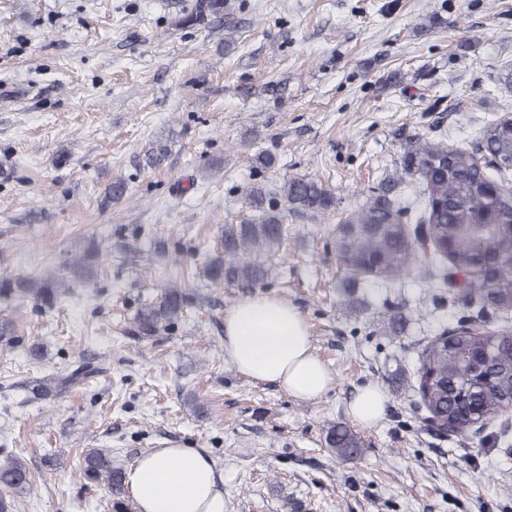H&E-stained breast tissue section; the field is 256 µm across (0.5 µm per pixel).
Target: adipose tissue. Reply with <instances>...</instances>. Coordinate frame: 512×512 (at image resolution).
<instances>
[{"label": "adipose tissue", "mask_w": 512, "mask_h": 512, "mask_svg": "<svg viewBox=\"0 0 512 512\" xmlns=\"http://www.w3.org/2000/svg\"><path fill=\"white\" fill-rule=\"evenodd\" d=\"M224 352L244 376L313 399L332 377L314 354L307 323L279 298L255 294L224 316ZM136 512H224V480L203 448H156L128 475Z\"/></svg>", "instance_id": "ef3b65f1"}]
</instances>
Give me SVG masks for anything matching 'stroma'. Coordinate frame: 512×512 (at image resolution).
I'll list each match as a JSON object with an SVG mask.
<instances>
[{
    "instance_id": "obj_1",
    "label": "stroma",
    "mask_w": 512,
    "mask_h": 512,
    "mask_svg": "<svg viewBox=\"0 0 512 512\" xmlns=\"http://www.w3.org/2000/svg\"><path fill=\"white\" fill-rule=\"evenodd\" d=\"M199 2L0 0V280L51 274L74 291L54 306L0 297L22 336L0 349V460L34 477L15 512H104V487L80 476L91 448L126 469L154 448L207 449L226 512H512V416L441 437L414 392L429 338L512 313L415 274L350 280L333 223L285 212L264 292L300 310L333 377L304 400L236 370L224 315L250 291L199 275L250 184L313 178L342 211L391 179L411 204L415 136L471 147L512 114V0H227L230 27L178 26ZM117 176L129 193L105 202ZM79 258L92 276L75 283ZM181 272L188 319L124 333ZM87 362L99 373L66 394L26 390ZM369 384L388 403L364 426L349 404ZM337 423L364 444L355 460L326 444Z\"/></svg>"
}]
</instances>
